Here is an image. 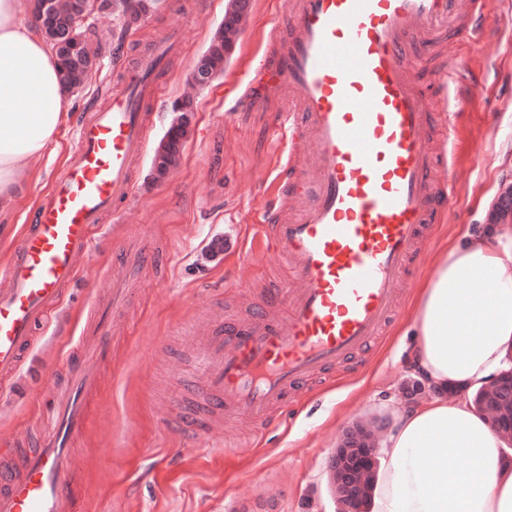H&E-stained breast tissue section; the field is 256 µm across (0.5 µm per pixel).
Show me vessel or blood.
<instances>
[{
	"label": "vessel or blood",
	"instance_id": "b4317fda",
	"mask_svg": "<svg viewBox=\"0 0 512 512\" xmlns=\"http://www.w3.org/2000/svg\"><path fill=\"white\" fill-rule=\"evenodd\" d=\"M487 0H282L234 106L278 100L275 134L283 145L275 184L278 206L260 230L268 262L286 268L284 307L264 305L228 318L224 301L206 300V318L187 348L202 364L195 400L180 390L158 401L183 426L223 430L232 419L266 420L273 406L366 351L398 313L431 224L445 216L451 130L445 116L452 60L465 36L486 24ZM187 41L172 24L163 42L140 54L109 104L74 130L72 159L41 200L0 271V381L12 378L50 306L93 250L95 224L135 189L146 145L144 105L167 60ZM443 45L434 67L441 105L420 84L416 48ZM159 261L148 234L117 241L114 272L80 332V354L56 394L54 421L32 439L19 432L0 451V512H76L82 470L71 455L86 429L87 408L112 342L148 294ZM69 473H62L63 461Z\"/></svg>",
	"mask_w": 512,
	"mask_h": 512
}]
</instances>
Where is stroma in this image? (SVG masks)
<instances>
[{"label": "stroma", "instance_id": "stroma-1", "mask_svg": "<svg viewBox=\"0 0 512 512\" xmlns=\"http://www.w3.org/2000/svg\"><path fill=\"white\" fill-rule=\"evenodd\" d=\"M487 9L494 25L472 33L468 53L456 65L455 88L465 106L452 118L450 215L431 226L429 255L457 225L481 224L486 202L512 181V0H489ZM176 11L192 35L170 59L160 96L147 107L149 151L137 168L135 193L120 204V216L104 217L75 287L38 326L20 376L39 370L46 378L65 380L97 284L113 267L112 240L145 231L173 248L174 260L165 272L151 274L155 298L132 315L129 333L118 340L90 402L78 446L80 512H336L330 459L343 433L377 419L392 422L397 405L431 397L415 389L407 372L413 343L408 313L429 275L428 262H421L403 287L396 318L370 350L322 384L300 391L269 427H237L235 447L202 431L186 442L179 422L161 419L151 402L162 366L177 365L185 377L193 373L192 359H174L170 351L189 338L208 293L223 292L228 316L284 294L282 272L269 270L261 254L247 252L263 208L274 203L268 180L277 157L274 114L261 105L224 110L225 88L246 79L260 60L280 15L278 0H245L223 72L186 94L180 88L223 23L226 0H156L137 23L116 11L110 22L99 24L120 49L105 52L93 76L75 89L55 152L41 164L40 180L29 182L12 207L0 212V269L11 263L23 225L31 223L69 160L70 131L78 117L107 106L135 55L167 35ZM184 96L192 105L182 116L186 134L177 144V164L160 181L153 152L170 131L173 103ZM244 262L251 263L255 276L240 286L236 278ZM146 342L156 347V359L142 354ZM52 416L48 393H0V435L37 430Z\"/></svg>", "mask_w": 512, "mask_h": 512}]
</instances>
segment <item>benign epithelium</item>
<instances>
[{
    "label": "benign epithelium",
    "instance_id": "1",
    "mask_svg": "<svg viewBox=\"0 0 512 512\" xmlns=\"http://www.w3.org/2000/svg\"><path fill=\"white\" fill-rule=\"evenodd\" d=\"M36 16L41 27L64 22L68 28L88 16L85 0H78L76 7L67 13L58 11L54 0H35ZM213 78L210 55L203 54L191 76L196 87L207 86ZM485 397L477 404L488 418L498 436L512 434V372L498 375L483 387ZM377 465V448L374 430L370 426H357L356 431L344 434L334 449L330 470L332 485L342 512H366L373 488Z\"/></svg>",
    "mask_w": 512,
    "mask_h": 512
}]
</instances>
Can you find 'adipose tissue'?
Here are the masks:
<instances>
[{
	"label": "adipose tissue",
	"mask_w": 512,
	"mask_h": 512,
	"mask_svg": "<svg viewBox=\"0 0 512 512\" xmlns=\"http://www.w3.org/2000/svg\"><path fill=\"white\" fill-rule=\"evenodd\" d=\"M69 106L31 0H0V210L53 150ZM485 217L435 251L412 304V369L434 395L399 408L369 512H512V462L472 401L511 364L512 213Z\"/></svg>",
	"instance_id": "adipose-tissue-1"
}]
</instances>
